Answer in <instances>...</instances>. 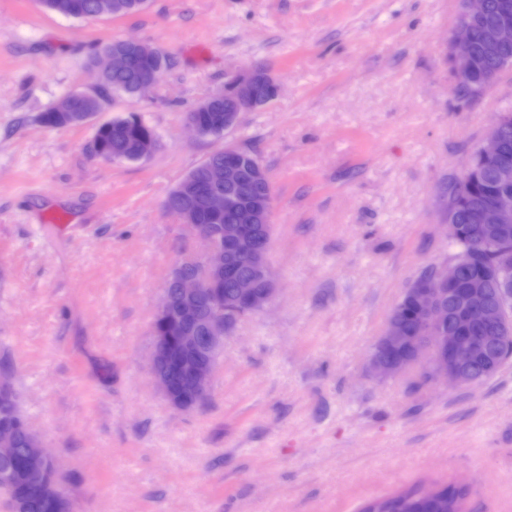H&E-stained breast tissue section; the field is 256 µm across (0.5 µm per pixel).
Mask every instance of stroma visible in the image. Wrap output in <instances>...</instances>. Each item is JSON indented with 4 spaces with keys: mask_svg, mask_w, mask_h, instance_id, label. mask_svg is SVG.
Here are the masks:
<instances>
[{
    "mask_svg": "<svg viewBox=\"0 0 512 512\" xmlns=\"http://www.w3.org/2000/svg\"><path fill=\"white\" fill-rule=\"evenodd\" d=\"M459 0H148L77 20L0 0V374L76 512H360L416 487L465 484L463 512H512V364L484 382L376 379L369 359L405 289L452 261L443 200L512 68L457 98L446 41ZM135 39L171 65L95 120L40 116L98 83L92 59ZM268 69L281 90L220 136L187 114ZM137 113L158 145L91 151ZM251 150L272 190L278 291L238 321L198 409L174 410L148 362L175 266L206 245L165 201L212 152Z\"/></svg>",
    "mask_w": 512,
    "mask_h": 512,
    "instance_id": "obj_1",
    "label": "stroma"
}]
</instances>
